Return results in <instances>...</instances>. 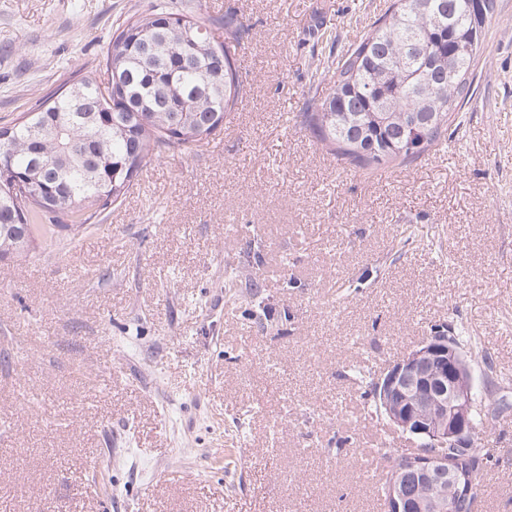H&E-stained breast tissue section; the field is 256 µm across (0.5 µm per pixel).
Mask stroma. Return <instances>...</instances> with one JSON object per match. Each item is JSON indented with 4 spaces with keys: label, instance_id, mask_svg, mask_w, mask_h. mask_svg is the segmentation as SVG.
I'll use <instances>...</instances> for the list:
<instances>
[{
    "label": "stroma",
    "instance_id": "stroma-1",
    "mask_svg": "<svg viewBox=\"0 0 512 512\" xmlns=\"http://www.w3.org/2000/svg\"><path fill=\"white\" fill-rule=\"evenodd\" d=\"M156 0H0V125ZM250 28L215 135L149 165L90 229L0 262V512H385L375 375L436 331L487 351L512 404V0L446 141L362 170L303 122L318 25L357 42L389 0H201ZM259 286L250 296L247 281ZM481 444L512 512V408ZM350 372L353 373V380L361 387H366L363 392L364 406L367 405V407L374 409L377 421L382 423L383 426L389 424L377 404V382L371 377L373 375L371 368L364 369V367L356 368L354 366V368H350Z\"/></svg>",
    "mask_w": 512,
    "mask_h": 512
}]
</instances>
